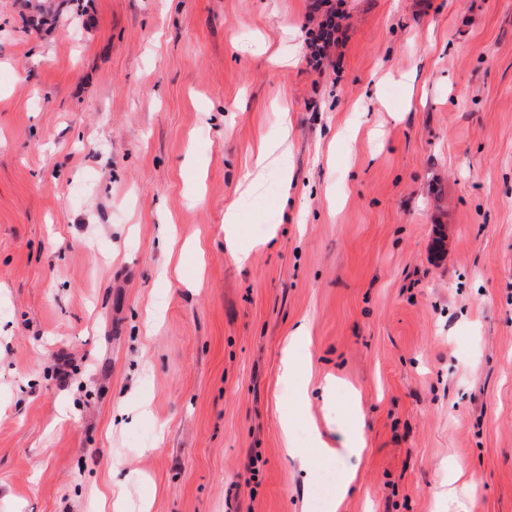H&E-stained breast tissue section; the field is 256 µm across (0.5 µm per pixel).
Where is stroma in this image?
<instances>
[{
    "mask_svg": "<svg viewBox=\"0 0 512 512\" xmlns=\"http://www.w3.org/2000/svg\"><path fill=\"white\" fill-rule=\"evenodd\" d=\"M309 2L0 0V512H512V0ZM344 7L345 0H312L310 3V17L318 14L319 21L313 28H306L304 59L308 67L318 73L330 66L336 69L333 51L349 39L350 14ZM225 239L233 242L229 250L230 259L238 266L249 265L257 242L246 240L241 234L240 210L237 206L227 207L224 213ZM307 337L308 327L305 324L299 325L286 347L283 361V379L287 384L288 380L293 384L295 395L299 400L306 399L309 390V380L305 367L297 363L295 354ZM346 447L345 451L361 455L366 447V439L364 436V417L360 414L357 406L351 409V418L349 420L348 429L346 430ZM282 431L284 437L287 441L288 453L294 457L298 458L302 468L306 471V474H311L314 470V459L317 456L324 455H332L335 453L334 448H328L327 444L322 440L318 431L314 430L311 437V448H296L289 441L291 436V425L288 422V419H284L281 422Z\"/></svg>",
    "mask_w": 512,
    "mask_h": 512,
    "instance_id": "1",
    "label": "stroma"
}]
</instances>
